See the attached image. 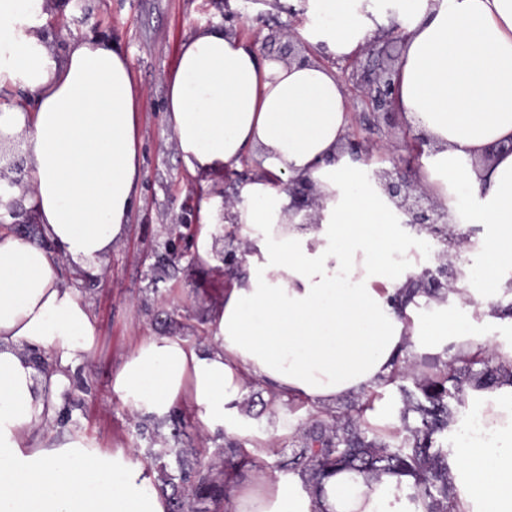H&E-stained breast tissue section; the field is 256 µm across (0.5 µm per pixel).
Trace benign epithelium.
Returning <instances> with one entry per match:
<instances>
[{"label": "benign epithelium", "instance_id": "7a95c632", "mask_svg": "<svg viewBox=\"0 0 512 512\" xmlns=\"http://www.w3.org/2000/svg\"><path fill=\"white\" fill-rule=\"evenodd\" d=\"M367 47L381 60L378 70L360 79L357 78L359 61L354 57L345 65V68L350 70L347 79L355 82L360 88L361 97L370 106L371 111L387 120L394 113L390 99L393 82L391 77L387 76V72L392 70V64L396 63V59L387 53L386 47L380 45L378 38L368 42ZM424 144L426 140L420 137L411 138L409 157L395 159L392 167L374 171V178L378 180L384 193L403 217L402 225L417 230L425 229L433 242L442 245V248L435 252L433 264L425 268L421 274L412 276V281L424 288H453L458 281L459 248L468 242V237L449 226L447 211L421 187L416 175L413 174L411 164L416 160V149ZM374 150V145L355 136L347 138V152L355 161L369 163ZM14 169V161L4 166L0 165V200L5 196L10 197L6 204V212L0 213V224L27 233L34 227L30 211L24 207L25 197L31 188L23 184L21 179L9 175ZM284 190L290 198L289 208L295 213L318 207L317 198L308 184L290 181ZM165 231L168 236L167 252L178 256V244L193 235L194 225L175 222L165 226ZM248 253V241H238V245L222 258L225 271L231 273L240 267Z\"/></svg>", "mask_w": 512, "mask_h": 512}]
</instances>
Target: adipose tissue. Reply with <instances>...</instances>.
<instances>
[{
  "mask_svg": "<svg viewBox=\"0 0 512 512\" xmlns=\"http://www.w3.org/2000/svg\"><path fill=\"white\" fill-rule=\"evenodd\" d=\"M305 63L260 56L238 34L207 28L182 46L166 81V120L186 170L208 177L254 158L259 171L231 210L203 206L204 224L239 225L250 251L231 275L201 348L150 336L128 355L112 388L131 409L158 415L187 405L201 423L239 430L249 385L317 410L383 386L399 361L494 355L512 344L482 334L512 329L497 308L512 289V0H290ZM45 0H0V88L30 104L0 106V132L22 136L32 192L25 205L64 255L85 270L120 240L140 197L138 104L122 45L93 36L56 57L44 35ZM404 32L393 74L394 109L430 144L420 181L456 227L489 224L461 247L455 290L418 296L405 309L416 263H401L395 205L363 162L343 153L350 131L333 61L354 57L389 25ZM284 180L311 184L318 223L288 207ZM87 305L62 285L37 242L0 230V512H167L153 473L124 452L35 443L50 433L68 368L95 347ZM53 353L37 370L26 349ZM494 444L471 438L448 455L451 512H512V384L471 391ZM408 476L372 479L343 470L321 492L251 477L233 489L231 512H426L406 497Z\"/></svg>",
  "mask_w": 512,
  "mask_h": 512,
  "instance_id": "1",
  "label": "adipose tissue"
}]
</instances>
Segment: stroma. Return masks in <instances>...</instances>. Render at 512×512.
Masks as SVG:
<instances>
[{
    "mask_svg": "<svg viewBox=\"0 0 512 512\" xmlns=\"http://www.w3.org/2000/svg\"><path fill=\"white\" fill-rule=\"evenodd\" d=\"M45 11L44 31L56 54H63L72 39L90 33L119 40L129 54L132 79L144 91L138 115L140 202L124 238L100 260L94 278L79 277L69 260L56 264L61 283L75 289L88 304L97 339L91 356L68 372L69 388L53 439L60 443L77 434L89 447L106 452L124 449L133 462L143 464L153 435L170 434L177 426L179 447L217 454L232 437L223 426H204L182 406L162 416L136 412L112 390L114 373L146 337L179 336L199 346L209 345L214 315L224 301L220 255L229 250L228 239H212L214 261L209 265L199 261L195 244L185 258L167 264L160 273L142 255L147 251L163 255L164 225L198 223L200 205L209 194L233 191L257 172L255 161L247 158L238 170L215 177L210 190H203L198 178L182 166L165 118V83L182 44L198 31L227 20L259 54L284 60L310 55L308 44L289 43L281 34L282 26L299 27L303 19L281 0H48ZM346 96L351 133L389 147L388 152L377 154L378 165L390 166L393 157L406 155L408 126L402 117L375 121L358 92L350 90ZM246 396L251 401L250 409L241 413L246 443L263 474L284 478L279 454L263 450L266 439L278 435L281 449L290 448L313 412L298 401L273 402L263 387H250Z\"/></svg>",
    "mask_w": 512,
    "mask_h": 512,
    "instance_id": "stroma-1",
    "label": "stroma"
}]
</instances>
